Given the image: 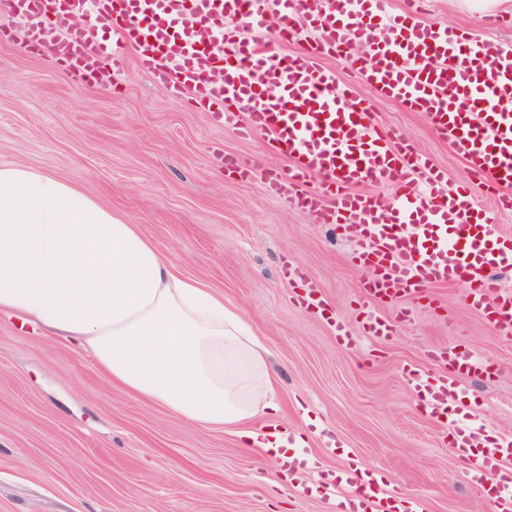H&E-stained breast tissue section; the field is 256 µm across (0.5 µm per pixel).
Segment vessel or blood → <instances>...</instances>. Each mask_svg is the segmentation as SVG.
<instances>
[{"label":"vessel or blood","instance_id":"vessel-or-blood-1","mask_svg":"<svg viewBox=\"0 0 512 512\" xmlns=\"http://www.w3.org/2000/svg\"><path fill=\"white\" fill-rule=\"evenodd\" d=\"M21 25L9 38L47 54L76 85L92 83L102 62L139 68L175 97H188L212 123H242L263 136L286 171L263 173L268 193L283 185L297 205L354 239L373 276L362 291L378 300L417 296L459 284L500 335H512V291L491 275L512 265V235L484 216L470 187L445 170L415 163L408 146L380 129L354 88L328 62L362 48L359 82L380 98L421 112L492 189L498 210L512 211V49L498 40L422 20L408 9L388 28L378 21L387 0H6ZM277 31H270V17ZM325 183L309 191L312 175ZM370 184L390 203L363 193ZM299 302L320 309L323 297L304 273ZM393 324L364 317L361 333L379 340ZM431 367L411 373L422 410L444 423L452 451L473 485L491 486L497 512H512V439L460 424L470 395L465 380L488 365L472 353L439 347ZM334 490L325 512H424L385 477L363 478L357 461L323 473Z\"/></svg>","mask_w":512,"mask_h":512}]
</instances>
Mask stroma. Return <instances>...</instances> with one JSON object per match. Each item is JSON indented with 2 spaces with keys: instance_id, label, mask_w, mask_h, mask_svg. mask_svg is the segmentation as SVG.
Listing matches in <instances>:
<instances>
[{
  "instance_id": "stroma-1",
  "label": "stroma",
  "mask_w": 512,
  "mask_h": 512,
  "mask_svg": "<svg viewBox=\"0 0 512 512\" xmlns=\"http://www.w3.org/2000/svg\"><path fill=\"white\" fill-rule=\"evenodd\" d=\"M512 0H428L429 22H445L512 46ZM376 121L398 132L450 180L463 161L426 117L374 96ZM260 170L285 169L265 140L212 124L184 98L158 89L134 56L107 82L73 85L66 74L13 40L0 41V164L70 180L137 225L183 275L204 281L236 307L269 352L277 413L250 422L305 432L301 480L285 481L276 460L243 448L229 430L181 420L109 386L82 350L40 327L0 314V512H273V484L288 512H324L319 470L356 458L426 512H482L483 492L463 478L440 422L417 409L408 370L431 348L467 350L488 361L471 377L472 421L512 435V339L470 309L460 285L430 298L380 305L394 322L382 341L339 342L335 322L357 332L371 303L368 269L355 244L260 180L225 170L224 156ZM294 266L325 301L296 302Z\"/></svg>"
}]
</instances>
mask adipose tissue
<instances>
[{"mask_svg":"<svg viewBox=\"0 0 512 512\" xmlns=\"http://www.w3.org/2000/svg\"><path fill=\"white\" fill-rule=\"evenodd\" d=\"M89 351L109 383L191 423L239 425L279 458L259 338L224 297L183 276L136 225L63 180L0 165V311Z\"/></svg>","mask_w":512,"mask_h":512,"instance_id":"obj_1","label":"adipose tissue"}]
</instances>
